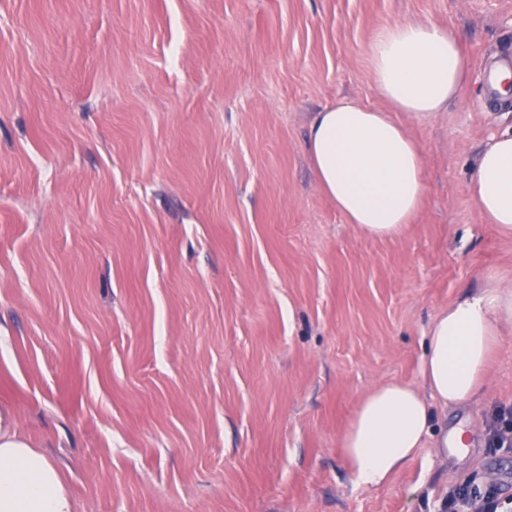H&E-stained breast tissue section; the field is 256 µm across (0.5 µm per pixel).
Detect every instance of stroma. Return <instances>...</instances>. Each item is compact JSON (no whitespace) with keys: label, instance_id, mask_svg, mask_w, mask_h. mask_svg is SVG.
Returning <instances> with one entry per match:
<instances>
[{"label":"stroma","instance_id":"stroma-1","mask_svg":"<svg viewBox=\"0 0 512 512\" xmlns=\"http://www.w3.org/2000/svg\"><path fill=\"white\" fill-rule=\"evenodd\" d=\"M452 28L462 96L409 122L425 193L399 236L359 234L317 184L313 112L381 106L386 25ZM512 0H0V407L62 467L78 512H445L512 499V334L421 449L359 486L339 436L384 381L415 382L428 325L512 235L479 213L476 158L512 127L484 73ZM498 499L494 491L488 492L482 499L471 498L465 486H459L448 493L450 512H498Z\"/></svg>","mask_w":512,"mask_h":512}]
</instances>
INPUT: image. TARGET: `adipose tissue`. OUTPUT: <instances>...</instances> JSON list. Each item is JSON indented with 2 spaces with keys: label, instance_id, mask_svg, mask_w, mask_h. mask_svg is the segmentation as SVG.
I'll return each instance as SVG.
<instances>
[{
  "label": "adipose tissue",
  "instance_id": "1",
  "mask_svg": "<svg viewBox=\"0 0 512 512\" xmlns=\"http://www.w3.org/2000/svg\"><path fill=\"white\" fill-rule=\"evenodd\" d=\"M376 109L343 99L314 114L307 151L319 185L347 223L383 239L404 232L425 191L424 157L396 113L426 122L460 97L469 63L452 29L409 21L384 27L369 49ZM470 190L478 210L512 234V130L479 154ZM512 333V278L492 273L433 318L417 384L382 383L357 403L340 438L341 460L360 486L388 484L419 449H444L436 408L473 401L490 378L491 350ZM0 512H75L60 466L0 409Z\"/></svg>",
  "mask_w": 512,
  "mask_h": 512
}]
</instances>
